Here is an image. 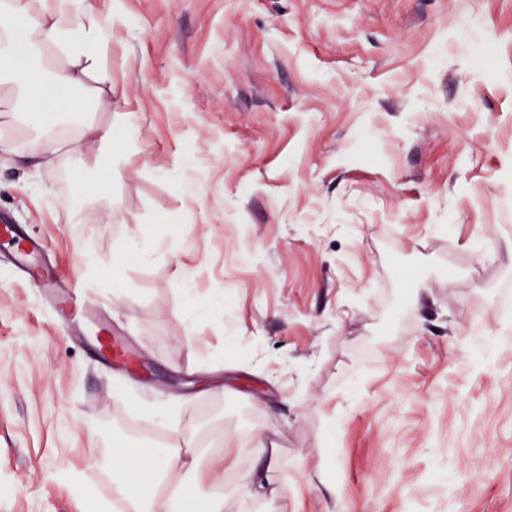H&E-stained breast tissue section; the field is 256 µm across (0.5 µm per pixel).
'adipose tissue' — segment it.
Returning a JSON list of instances; mask_svg holds the SVG:
<instances>
[{
    "instance_id": "adipose-tissue-1",
    "label": "adipose tissue",
    "mask_w": 512,
    "mask_h": 512,
    "mask_svg": "<svg viewBox=\"0 0 512 512\" xmlns=\"http://www.w3.org/2000/svg\"><path fill=\"white\" fill-rule=\"evenodd\" d=\"M117 0L94 7L91 0H0V95L15 100L36 138L28 157L35 167L64 163L82 152V142L109 143L126 137L127 127L89 125L63 136L60 113L76 110L71 92L84 90L104 109L112 107V27L121 19ZM121 469L144 462L173 472L191 466L192 457L179 448H147L131 456L113 451ZM127 512H172L174 494L131 489L123 480L112 483Z\"/></svg>"
}]
</instances>
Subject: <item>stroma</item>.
Listing matches in <instances>:
<instances>
[{
  "mask_svg": "<svg viewBox=\"0 0 512 512\" xmlns=\"http://www.w3.org/2000/svg\"><path fill=\"white\" fill-rule=\"evenodd\" d=\"M120 10L80 117L134 133L85 141L93 190L0 160V225L47 247L39 279L0 248V512H114L113 448L169 444L224 512H512V0ZM73 285L137 370L62 327Z\"/></svg>",
  "mask_w": 512,
  "mask_h": 512,
  "instance_id": "1",
  "label": "stroma"
}]
</instances>
